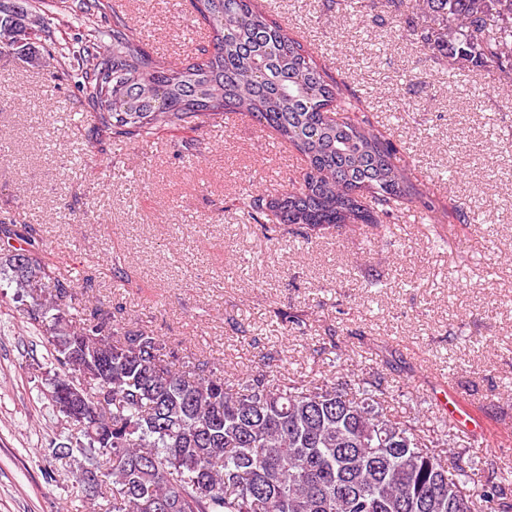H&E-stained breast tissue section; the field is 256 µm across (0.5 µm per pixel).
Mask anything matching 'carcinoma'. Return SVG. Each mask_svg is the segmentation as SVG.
Segmentation results:
<instances>
[{
  "mask_svg": "<svg viewBox=\"0 0 512 512\" xmlns=\"http://www.w3.org/2000/svg\"><path fill=\"white\" fill-rule=\"evenodd\" d=\"M211 26L209 44L179 63L151 54L127 19L94 29L79 47L99 54L80 88L115 138L144 142L193 132L222 110L273 129L307 158L278 198L252 192L240 209L254 222L297 226L304 239L338 224L382 226L414 205L434 207L395 164L394 142L357 111L317 63L255 0H186ZM433 26L421 46L452 64L491 73L512 64V0H421ZM103 0H0V55L37 60L55 12H102ZM30 240L0 222V243ZM0 272L32 299L25 317L45 329L58 369L47 396L88 458L81 488L97 512H512L502 481L476 479L448 432L387 410L377 382L343 388L283 377L268 362L231 377L143 331L120 333L109 312L78 301L75 279L30 248L11 250ZM76 312H70V309Z\"/></svg>",
  "mask_w": 512,
  "mask_h": 512,
  "instance_id": "cac0c4a2",
  "label": "carcinoma"
}]
</instances>
